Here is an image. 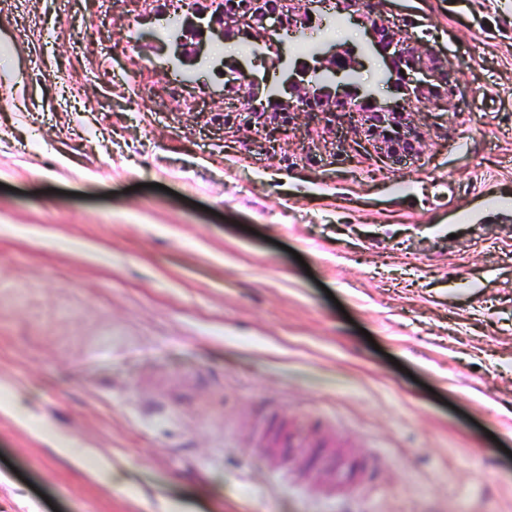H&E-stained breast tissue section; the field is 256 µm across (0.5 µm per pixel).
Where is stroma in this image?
<instances>
[{"label": "stroma", "instance_id": "35a3bbf8", "mask_svg": "<svg viewBox=\"0 0 512 512\" xmlns=\"http://www.w3.org/2000/svg\"><path fill=\"white\" fill-rule=\"evenodd\" d=\"M376 8L456 83L401 165L229 113L295 55L186 82L159 0H0V512H512V0Z\"/></svg>", "mask_w": 512, "mask_h": 512}]
</instances>
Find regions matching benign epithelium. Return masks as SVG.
Masks as SVG:
<instances>
[{"mask_svg": "<svg viewBox=\"0 0 512 512\" xmlns=\"http://www.w3.org/2000/svg\"><path fill=\"white\" fill-rule=\"evenodd\" d=\"M208 6L194 10L171 34L173 59L187 65L206 35H242L259 49V56L272 66L285 60L283 41L276 34L308 32L319 25L323 0H207ZM338 12L357 15L373 45L389 62L400 101L382 106L371 93L344 90L335 85L338 74L354 70L356 62L338 51L319 54L315 63L302 66L288 76L285 94L266 93L261 98L259 82L242 71L230 70L227 84L238 87L235 97L250 105L257 123L267 124L269 108L277 105L288 114L319 113L328 122L349 114L358 126L377 138L378 148L397 161L421 149L422 140L411 128L410 106L452 98L454 80L434 52L402 31L394 29L371 4V0H336Z\"/></svg>", "mask_w": 512, "mask_h": 512, "instance_id": "obj_1", "label": "benign epithelium"}]
</instances>
